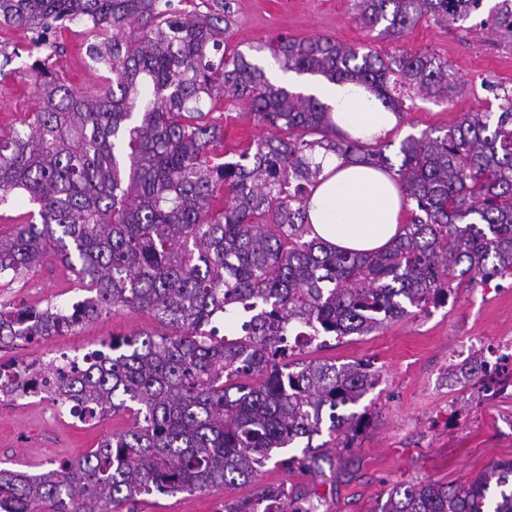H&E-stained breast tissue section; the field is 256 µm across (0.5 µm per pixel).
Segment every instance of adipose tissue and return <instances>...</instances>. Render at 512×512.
I'll list each match as a JSON object with an SVG mask.
<instances>
[{
    "mask_svg": "<svg viewBox=\"0 0 512 512\" xmlns=\"http://www.w3.org/2000/svg\"><path fill=\"white\" fill-rule=\"evenodd\" d=\"M312 92L332 108L337 128L370 141L397 122L366 87L350 81L318 82ZM327 175L313 191L307 213L314 232L340 250L369 253L388 247L401 232L406 208L392 172L355 160L325 161Z\"/></svg>",
    "mask_w": 512,
    "mask_h": 512,
    "instance_id": "adipose-tissue-1",
    "label": "adipose tissue"
}]
</instances>
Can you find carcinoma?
Returning <instances> with one entry per match:
<instances>
[{"label": "carcinoma", "mask_w": 512, "mask_h": 512, "mask_svg": "<svg viewBox=\"0 0 512 512\" xmlns=\"http://www.w3.org/2000/svg\"><path fill=\"white\" fill-rule=\"evenodd\" d=\"M484 0H356V22L400 37L421 18L450 26ZM233 11L171 14L163 0H0V25L42 34L75 20L89 58L112 72L94 94L37 59V106L0 134V198L20 192L38 212L0 236V275L50 253L92 297L71 310L0 308V344L60 336L116 309L148 311L169 329L112 337L84 365L29 364L48 397L86 421L126 411L132 423L56 469L0 467L5 512H122L142 494L205 492L251 482L268 462L313 476L347 468L342 450L369 425L356 412L380 374L369 362L290 361L295 348L368 335L437 308L459 289L512 278V89L499 112H470L442 134L363 143L336 133L314 95L270 83L228 48ZM479 26L512 43V0ZM286 72L366 86L397 112L390 78L442 101L456 88L431 53L384 59L329 37L254 46ZM245 101L269 128L237 159L208 161L224 128L207 120L220 97ZM393 172L411 204L398 238L371 253L312 236L306 200L329 155ZM240 327L218 336L214 323ZM327 439L313 445L322 435ZM302 445L301 455L274 450ZM321 512L312 491L267 487L225 512ZM373 512H512V461L466 485L393 486Z\"/></svg>", "instance_id": "obj_1"}]
</instances>
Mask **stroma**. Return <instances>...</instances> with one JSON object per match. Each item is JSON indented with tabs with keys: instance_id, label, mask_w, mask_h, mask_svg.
Instances as JSON below:
<instances>
[{
	"instance_id": "1",
	"label": "stroma",
	"mask_w": 512,
	"mask_h": 512,
	"mask_svg": "<svg viewBox=\"0 0 512 512\" xmlns=\"http://www.w3.org/2000/svg\"><path fill=\"white\" fill-rule=\"evenodd\" d=\"M234 11L229 46L250 52L258 41L281 36L329 37L371 50L387 58L401 52H430L447 59L459 81L445 101L405 99L397 123L384 138L400 142L422 131L443 128L468 112H493L495 92L512 88V44L494 32L445 28L433 20L419 21L397 39L354 20V0H231ZM89 38L82 22L55 30L45 53L49 66L78 88L96 92L109 72L86 54ZM31 35L0 27V114L19 126L35 106V75L28 54ZM224 128V142L214 157L230 161L257 136V123L243 101L220 98L210 114ZM73 286L53 256L27 276L0 278V304L70 306L85 298ZM147 311H113L86 325L37 343L18 342L0 348V360L51 362L60 355L83 356L100 343L134 332H161ZM512 345V278L461 289L457 298L411 315L366 335L328 340L322 347L298 351L295 362L336 364L370 362L380 381L363 399L372 415L371 426L354 448L345 453L349 475L313 478L298 466H266L253 482L207 492L141 495L135 512H224L225 504L253 497L266 487L289 494L317 489L325 512H372L400 483L428 478L443 484L470 482L489 465L512 460V385L484 392L465 379V360L457 351L468 349L483 359ZM131 418L120 412L98 422L83 423L59 414L49 400L0 401V464L31 474L45 471L49 462L78 458L101 440L128 427Z\"/></svg>"
}]
</instances>
